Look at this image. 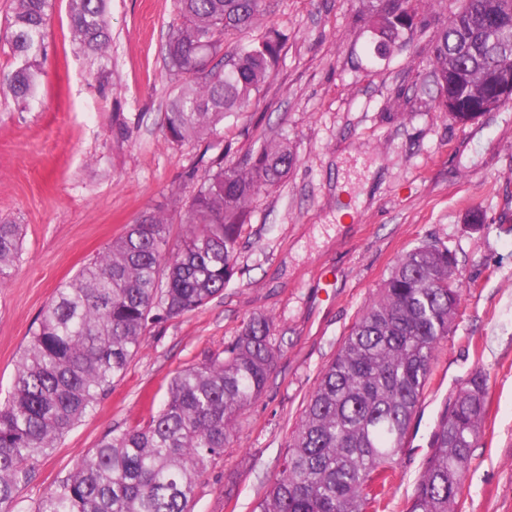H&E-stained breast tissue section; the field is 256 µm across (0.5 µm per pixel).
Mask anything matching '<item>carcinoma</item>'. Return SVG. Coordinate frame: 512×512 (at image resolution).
<instances>
[{
    "label": "carcinoma",
    "mask_w": 512,
    "mask_h": 512,
    "mask_svg": "<svg viewBox=\"0 0 512 512\" xmlns=\"http://www.w3.org/2000/svg\"><path fill=\"white\" fill-rule=\"evenodd\" d=\"M424 0H363L374 52L406 45ZM109 0H70L78 50L109 48ZM53 0H13L8 42L20 64L3 77L28 105L43 75L40 57ZM164 63L181 79L165 112L176 144L198 142L250 110L279 62L283 34L224 53L232 31L255 26L264 0H175ZM433 66L439 111L459 124L505 105L512 84V0H466L437 34ZM297 157L281 135L242 162L208 172L170 247L168 218L144 212L56 289L0 404V512L13 505L35 465L112 389L149 325L192 312L224 291L236 272L249 207L278 185ZM23 226L0 218V283L22 252ZM448 246L425 242L403 254L321 371L288 444L282 470L254 512H365L363 491L386 482L433 372L454 331L463 288ZM277 353L273 323L257 316L210 358L178 371L146 425L105 436L34 512H192L209 463L224 453L239 415L263 393ZM488 379L472 373L453 394L407 512H457L485 415Z\"/></svg>",
    "instance_id": "carcinoma-1"
}]
</instances>
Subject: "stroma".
<instances>
[{"label": "stroma", "instance_id": "stroma-1", "mask_svg": "<svg viewBox=\"0 0 512 512\" xmlns=\"http://www.w3.org/2000/svg\"><path fill=\"white\" fill-rule=\"evenodd\" d=\"M462 0H433L406 47L372 53L361 0H264L261 25L287 41L257 105L202 141L165 135L179 85L163 44L173 0H110L103 58L78 54L69 0H54L33 101L0 85V214L23 224L21 258L0 284V402L58 286L147 210L179 244L184 204L214 161H241L287 132L297 162L258 196L236 273L200 309L149 326L111 391L40 460L14 512H33L106 435L147 423L174 374L224 347L249 318L274 323L281 352L262 395L200 479L193 512H253L278 477L308 397L351 324L405 252L444 242L463 283L456 331L433 374L388 485L369 496L406 512L449 397L471 373L489 378L485 420L459 512H512V105L461 125L434 107L432 46ZM484 214L468 224L469 211Z\"/></svg>", "mask_w": 512, "mask_h": 512}]
</instances>
